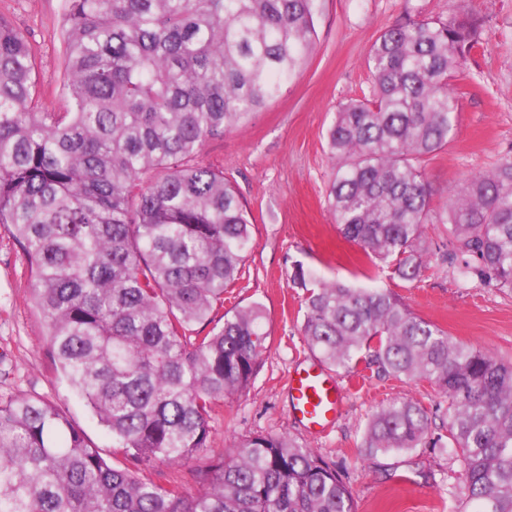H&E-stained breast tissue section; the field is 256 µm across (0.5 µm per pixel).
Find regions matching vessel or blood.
<instances>
[{"instance_id":"1","label":"vessel or blood","mask_w":512,"mask_h":512,"mask_svg":"<svg viewBox=\"0 0 512 512\" xmlns=\"http://www.w3.org/2000/svg\"><path fill=\"white\" fill-rule=\"evenodd\" d=\"M292 414L313 434L324 433L336 421L343 389L335 375L316 361L298 365L288 379Z\"/></svg>"}]
</instances>
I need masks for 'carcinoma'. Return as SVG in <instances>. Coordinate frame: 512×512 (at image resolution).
<instances>
[{"mask_svg": "<svg viewBox=\"0 0 512 512\" xmlns=\"http://www.w3.org/2000/svg\"><path fill=\"white\" fill-rule=\"evenodd\" d=\"M317 0H66L65 112L39 107L38 54L0 13V224L31 273L55 362L112 436L111 457L181 464L198 491L111 463L55 404L0 403V512H355L334 464L284 436L211 454L210 419L248 388L267 333L262 304L224 316V289L253 246L246 206L204 143L248 122L292 82L315 45ZM480 20L406 18L367 60L368 96L336 112L327 198L342 236L413 281L426 225H448V267L512 290V159L472 175L443 211L422 162L448 146L451 82ZM303 336L351 372L376 363L448 400V488L468 512H512V363L448 338L384 288H307ZM417 402L368 421L387 455L436 446Z\"/></svg>", "mask_w": 512, "mask_h": 512, "instance_id": "carcinoma-1", "label": "carcinoma"}]
</instances>
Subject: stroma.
<instances>
[{
  "instance_id": "stroma-1",
  "label": "stroma",
  "mask_w": 512,
  "mask_h": 512,
  "mask_svg": "<svg viewBox=\"0 0 512 512\" xmlns=\"http://www.w3.org/2000/svg\"><path fill=\"white\" fill-rule=\"evenodd\" d=\"M484 21L481 43L453 82L459 118L448 146L422 165L434 209H441L472 175L512 158V0H318L317 38L300 75L247 123L207 140L198 160L223 168L243 199L254 245L242 277L224 295L226 311L261 303L268 334L262 365L248 389L226 397L210 420V446L222 452L253 434L287 435L333 462L353 493L356 512H452L446 399L427 382L397 379L377 365L340 374L344 406L324 435L294 420L287 378L313 360L302 334L307 282L338 280L355 288L390 290L411 312L449 337L512 362V291L484 288L450 269L448 227L425 230V266L412 281L376 264L338 232L327 201L334 177L326 136L338 110L369 92L367 58L376 38L411 17L447 19L454 5ZM63 0H0L39 50L42 107L63 112ZM46 323L32 299L26 257L9 225L0 224V400L35 397L59 404L90 442L109 451L112 439L57 374ZM396 400L423 405L439 447L372 456L363 444L371 414Z\"/></svg>"
}]
</instances>
